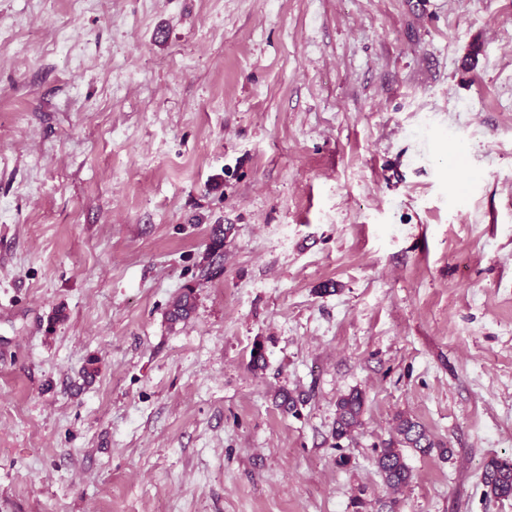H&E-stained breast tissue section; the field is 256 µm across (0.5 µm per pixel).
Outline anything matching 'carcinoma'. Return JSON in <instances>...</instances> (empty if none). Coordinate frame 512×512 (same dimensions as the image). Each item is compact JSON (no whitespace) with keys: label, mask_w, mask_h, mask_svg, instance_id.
Masks as SVG:
<instances>
[{"label":"carcinoma","mask_w":512,"mask_h":512,"mask_svg":"<svg viewBox=\"0 0 512 512\" xmlns=\"http://www.w3.org/2000/svg\"><path fill=\"white\" fill-rule=\"evenodd\" d=\"M193 292L181 293L169 311L171 322L186 319L194 309ZM364 405L363 394L353 390L341 396L336 402V438L342 439L351 434L360 425V416ZM395 436L380 448L375 458V465L384 484L389 489H398L407 485L411 479V471L401 453L403 448H412L428 455L439 449L445 455L448 449L434 440L419 422L400 415L396 418ZM482 481L488 493L496 498L512 497V460L493 457L486 464L482 473Z\"/></svg>","instance_id":"1"}]
</instances>
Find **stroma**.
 <instances>
[{"label": "stroma", "instance_id": "35a3bbf8", "mask_svg": "<svg viewBox=\"0 0 512 512\" xmlns=\"http://www.w3.org/2000/svg\"><path fill=\"white\" fill-rule=\"evenodd\" d=\"M494 457L512 0H0V512H512ZM364 405L363 394L353 390L336 402L335 434L337 439L348 437L360 425ZM395 436L380 448L375 458V465L384 484L389 489H398L407 485L411 471L400 451L402 448H414L417 452L428 455L435 448L440 454H447L448 448L435 441L419 422L411 417L398 415L394 428ZM488 494L496 498L512 497V460L491 458L482 473Z\"/></svg>", "mask_w": 512, "mask_h": 512}]
</instances>
